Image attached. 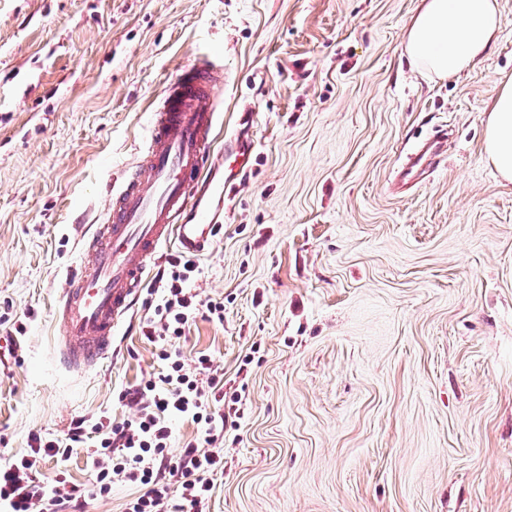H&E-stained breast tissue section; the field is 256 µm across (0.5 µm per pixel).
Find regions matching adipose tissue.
I'll return each instance as SVG.
<instances>
[{"label": "adipose tissue", "mask_w": 512, "mask_h": 512, "mask_svg": "<svg viewBox=\"0 0 512 512\" xmlns=\"http://www.w3.org/2000/svg\"><path fill=\"white\" fill-rule=\"evenodd\" d=\"M501 28L496 0H423L408 32L405 50L412 65L440 78L472 68ZM486 153L512 180V85L504 84L486 129Z\"/></svg>", "instance_id": "1"}]
</instances>
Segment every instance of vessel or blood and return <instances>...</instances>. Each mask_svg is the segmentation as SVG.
Listing matches in <instances>:
<instances>
[{"label":"vessel or blood","mask_w":512,"mask_h":512,"mask_svg":"<svg viewBox=\"0 0 512 512\" xmlns=\"http://www.w3.org/2000/svg\"><path fill=\"white\" fill-rule=\"evenodd\" d=\"M224 74L207 63L186 67L168 84L151 117L134 170L109 190V205L86 248L91 259L62 289L56 307L59 352L70 369L95 366L112 346L119 321L149 285L162 245L182 254L209 250L219 203L232 200L248 173L255 144L234 137L215 149L216 93ZM445 135L435 131L407 153L398 184L411 189L436 167Z\"/></svg>","instance_id":"1"}]
</instances>
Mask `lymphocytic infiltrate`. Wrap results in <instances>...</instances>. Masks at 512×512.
I'll use <instances>...</instances> for the list:
<instances>
[{
	"instance_id": "1",
	"label": "lymphocytic infiltrate",
	"mask_w": 512,
	"mask_h": 512,
	"mask_svg": "<svg viewBox=\"0 0 512 512\" xmlns=\"http://www.w3.org/2000/svg\"><path fill=\"white\" fill-rule=\"evenodd\" d=\"M199 269L195 257L173 259L171 270L159 274L160 299L149 320L146 338L161 344L163 370L158 379L146 380L121 391L120 401L138 405L136 420L115 423L99 420L86 424L77 420L66 440L35 438L28 455L0 466V512H74L81 507L85 491L71 483L65 473L52 482L38 484L37 469L48 460H67L74 447L84 444L90 433H98L92 460L97 494L106 496L116 477L140 485L142 491L125 505L124 512H207L214 478L224 469V457L211 451L228 424L226 415L216 413L212 402L221 385L210 378L212 360L198 356L187 368L172 340L181 338L186 325L196 316L223 318L224 304L201 300L187 288ZM208 374L207 383L199 375ZM179 415L196 424L202 445L190 444L179 457L169 454V416ZM178 489V502H171V489Z\"/></svg>"
}]
</instances>
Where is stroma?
Returning a JSON list of instances; mask_svg holds the SVG:
<instances>
[{"label":"stroma","instance_id":"35a3bbf8","mask_svg":"<svg viewBox=\"0 0 512 512\" xmlns=\"http://www.w3.org/2000/svg\"><path fill=\"white\" fill-rule=\"evenodd\" d=\"M475 67L415 70L421 0H0V464L118 400L162 363L144 291L89 370L66 368L55 303L87 263L105 189L143 150L149 110L185 67L224 63L223 132L256 148L187 286L224 304L175 343L213 359L209 512H512V182L485 154L512 82V0ZM446 128L413 194L390 180ZM91 444L49 461L123 512L136 485L90 493Z\"/></svg>","mask_w":512,"mask_h":512}]
</instances>
